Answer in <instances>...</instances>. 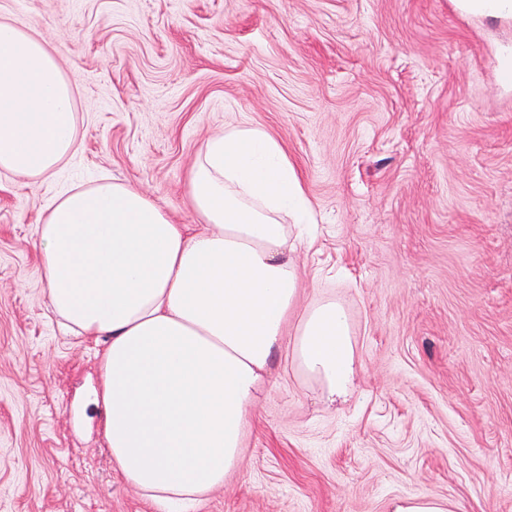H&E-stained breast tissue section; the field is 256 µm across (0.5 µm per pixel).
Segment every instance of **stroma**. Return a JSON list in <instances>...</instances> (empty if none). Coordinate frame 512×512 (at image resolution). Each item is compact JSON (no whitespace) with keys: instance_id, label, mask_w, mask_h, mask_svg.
I'll return each mask as SVG.
<instances>
[{"instance_id":"35a3bbf8","label":"stroma","mask_w":512,"mask_h":512,"mask_svg":"<svg viewBox=\"0 0 512 512\" xmlns=\"http://www.w3.org/2000/svg\"><path fill=\"white\" fill-rule=\"evenodd\" d=\"M75 91V153L0 170V512H153L100 434L92 345L52 312L36 226L106 178L176 223L229 125L266 129L318 231L300 305L333 298L347 399L277 355L239 469L195 512H512V17L455 0H0ZM395 512H454L451 501L421 495L408 497L397 503Z\"/></svg>"}]
</instances>
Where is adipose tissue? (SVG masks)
Instances as JSON below:
<instances>
[{
    "label": "adipose tissue",
    "mask_w": 512,
    "mask_h": 512,
    "mask_svg": "<svg viewBox=\"0 0 512 512\" xmlns=\"http://www.w3.org/2000/svg\"><path fill=\"white\" fill-rule=\"evenodd\" d=\"M75 150L74 96L39 35L0 17V170L54 174ZM196 225L105 180L46 209L47 293L93 344L113 470L154 512L197 505L239 468L247 413L283 348L328 402L353 387L349 314L333 299L296 326L298 243L313 208L280 143L238 124L210 137L187 176Z\"/></svg>",
    "instance_id": "1"
}]
</instances>
